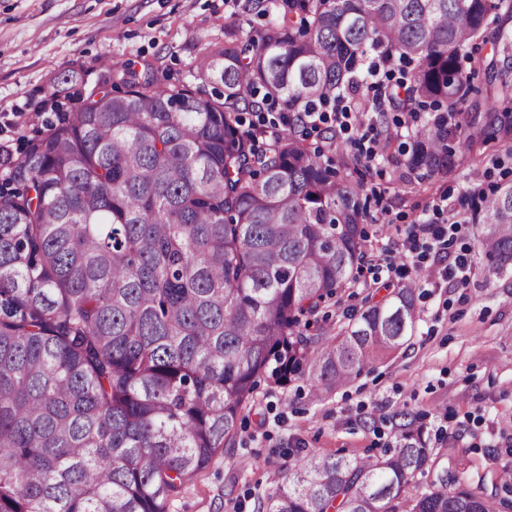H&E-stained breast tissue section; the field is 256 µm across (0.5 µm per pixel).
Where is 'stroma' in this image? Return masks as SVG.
<instances>
[{"label": "stroma", "instance_id": "stroma-1", "mask_svg": "<svg viewBox=\"0 0 512 512\" xmlns=\"http://www.w3.org/2000/svg\"><path fill=\"white\" fill-rule=\"evenodd\" d=\"M280 0H0V143L21 155L24 141L58 109L81 104L79 92L94 85L108 62L150 65L162 82L189 81L208 48L224 43L225 29L259 30ZM512 20L492 21L475 61L464 62L471 100L488 111V63L499 32ZM70 82H62V75ZM372 197L366 230L368 260L330 308L329 332L384 282L399 283L392 266L425 271L418 292L420 315L406 348L385 355L359 377L315 397L308 384L288 388L260 384L263 414L248 413L230 451L173 499L169 512H250L253 495L281 483L296 449L362 458L394 442L395 412L424 416L431 447L446 449L450 468L492 484L512 471V265L501 270L468 225L450 253L428 251L421 263L402 257L401 243L415 224L434 220L440 198L467 211L468 173L483 188L512 179V149L485 147L475 169L460 167L422 183H408L383 159L361 166ZM467 253L465 281L434 282L432 275Z\"/></svg>", "mask_w": 512, "mask_h": 512}]
</instances>
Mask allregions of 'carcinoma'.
Here are the masks:
<instances>
[{
  "label": "carcinoma",
  "instance_id": "obj_1",
  "mask_svg": "<svg viewBox=\"0 0 512 512\" xmlns=\"http://www.w3.org/2000/svg\"><path fill=\"white\" fill-rule=\"evenodd\" d=\"M512 0H283L259 32L224 33L192 73L223 91L108 68L82 107L0 162V512H168L231 445L258 379L321 398L413 335L416 281L384 285L328 336L325 308L368 258L360 154L302 112L359 84L368 51L413 68L400 146L420 182L460 151L512 142V109L458 111L462 61ZM270 102L288 124L243 128ZM372 157L396 134L384 113ZM265 139L258 145L259 139ZM478 240L512 261V182L470 193ZM364 458L295 450L252 512H512L429 447L423 416ZM423 491L409 494L410 486Z\"/></svg>",
  "mask_w": 512,
  "mask_h": 512
}]
</instances>
